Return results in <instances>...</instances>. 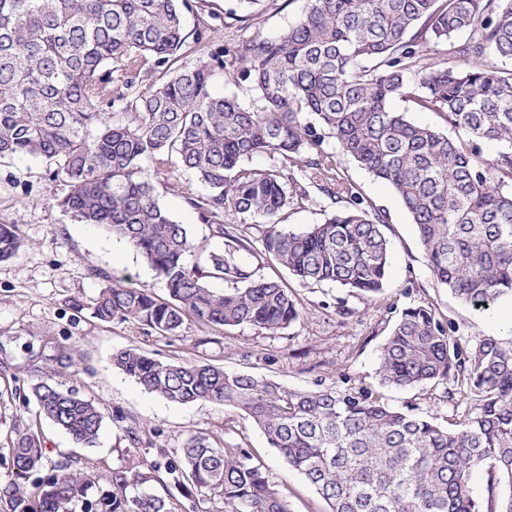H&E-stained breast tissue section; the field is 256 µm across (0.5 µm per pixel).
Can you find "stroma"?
<instances>
[{"instance_id":"stroma-1","label":"stroma","mask_w":512,"mask_h":512,"mask_svg":"<svg viewBox=\"0 0 512 512\" xmlns=\"http://www.w3.org/2000/svg\"><path fill=\"white\" fill-rule=\"evenodd\" d=\"M238 0H199V11L212 15L214 43L233 47L243 39L273 37L304 11L306 0H263L247 29L225 23ZM340 172L366 202L384 209L390 257L381 293L360 295L333 285L298 281L281 266L261 265L259 272L279 279L300 309L288 329L268 334L251 326L209 328L186 321L174 335L92 317L91 306L105 275L126 277L129 286L149 289L167 299L164 281L123 239L81 224L56 205L65 191L41 161L17 157L0 160V223L14 224L26 241L17 256L0 261V481L13 479L8 440L15 423L36 421L33 399L23 394L37 375L31 356L47 357L70 350L76 364L62 376L65 388L94 400L105 419L94 447L84 448L49 422H39L45 467L62 462L89 468L104 477L116 470L138 474L142 490L167 496L168 465L177 463L187 441L196 435L216 446L243 448L288 499L293 512H328L327 503L309 482L271 448L260 429L242 411L215 403L180 405L144 391L112 365L115 351L135 344L162 360L205 362L242 371L293 390L369 387L395 408L450 428L471 410L454 379L423 387L381 386L379 351L402 309L432 304L451 320L459 334L475 340L491 336L512 342V322L504 317L512 300L500 299L479 311L458 302L433 279L417 230L393 189L348 156L338 154ZM293 176L310 198L293 208L286 229L300 232L319 223L333 203L300 169ZM184 179L158 187L163 207L189 230L195 259L224 247L212 236L199 210L187 198L201 194ZM136 439H129V431Z\"/></svg>"}]
</instances>
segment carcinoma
Wrapping results in <instances>:
<instances>
[{
	"mask_svg": "<svg viewBox=\"0 0 512 512\" xmlns=\"http://www.w3.org/2000/svg\"><path fill=\"white\" fill-rule=\"evenodd\" d=\"M187 12L195 18L188 32ZM212 31L195 0H0V159L45 162L67 187L57 206L124 239L168 290L161 301L114 280L95 300L94 318L169 335L188 320L268 334L288 328L299 318L295 299L241 259L252 245L224 223L227 211L265 225L260 258L301 282L382 292L386 214L342 177L322 148L327 138L392 187L437 283L476 309L512 298V0H307L279 35L171 70L208 46ZM217 71L246 86L251 103L214 95ZM396 98L442 127L411 122L390 107ZM486 141L501 144L497 156L484 154ZM312 152L310 179L336 207L304 231H286V210L307 198L287 169ZM262 154L278 160L251 166ZM178 172L205 190L188 202L224 239L223 250L192 266L194 241L156 193ZM23 247L17 226L0 224V261ZM210 279L230 287L217 294ZM112 363L170 402L246 413L330 512H512V344L464 340L428 303L402 311L381 346L379 380L409 388L453 376L474 409L452 430L367 389L296 391L211 364L163 361L134 345ZM30 393L57 428L96 444L100 406L49 375ZM43 464L40 436L15 426L17 479L0 483L8 512H173L165 497L127 495L138 482L128 471L112 472L91 500L98 475L65 462L34 477ZM483 468L482 501L471 479ZM167 473L177 488L220 497L225 512H292L244 449L204 436L190 438Z\"/></svg>",
	"mask_w": 512,
	"mask_h": 512,
	"instance_id": "cac0c4a2",
	"label": "carcinoma"
}]
</instances>
